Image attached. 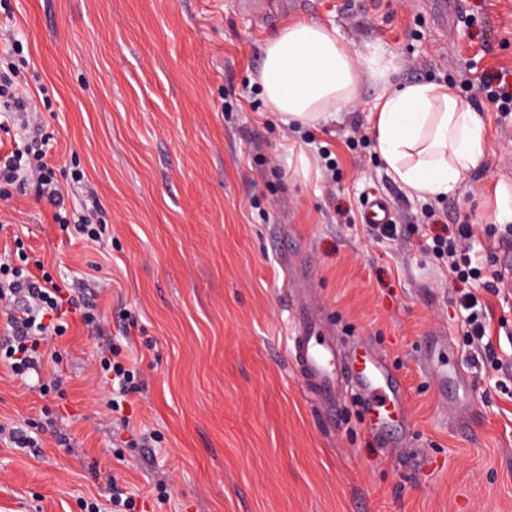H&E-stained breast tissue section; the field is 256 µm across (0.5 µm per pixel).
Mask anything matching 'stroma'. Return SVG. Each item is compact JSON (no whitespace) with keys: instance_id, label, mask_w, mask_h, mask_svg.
Masks as SVG:
<instances>
[{"instance_id":"1","label":"stroma","mask_w":512,"mask_h":512,"mask_svg":"<svg viewBox=\"0 0 512 512\" xmlns=\"http://www.w3.org/2000/svg\"><path fill=\"white\" fill-rule=\"evenodd\" d=\"M0 27L40 110L59 181L108 225L90 244L55 224L34 191L0 194V262L13 237L27 266L82 279L104 318L68 315L42 344L62 382L41 396L0 362V512H111L123 480L134 512H512V280L497 283L495 218L512 189V111L483 88L512 79V0H9ZM295 20L332 29L357 60L392 62V86L440 83L483 112L486 168L456 190L409 197L376 148L383 92L363 78L355 105L320 125H283L257 73L265 42ZM385 197L397 236L362 222ZM467 225L470 280L493 309L503 370L473 367L454 276L425 247ZM307 267L311 279L287 277ZM304 288L338 343L385 355L407 389L408 422L383 448L353 394L325 414L288 363L290 296ZM443 336L426 350V337ZM145 385L107 406L103 348ZM469 377L467 415L441 407L433 367ZM126 415L129 427L117 423ZM151 447H136L138 432ZM68 445H60L59 435ZM170 499L158 502L160 490Z\"/></svg>"}]
</instances>
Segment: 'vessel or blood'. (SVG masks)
<instances>
[{
	"label": "vessel or blood",
	"mask_w": 512,
	"mask_h": 512,
	"mask_svg": "<svg viewBox=\"0 0 512 512\" xmlns=\"http://www.w3.org/2000/svg\"><path fill=\"white\" fill-rule=\"evenodd\" d=\"M392 218L388 202L374 198L364 210L366 224H386ZM293 331L287 338L294 370L311 399L324 411L336 408L340 388L363 394L368 400L371 425L381 438H389L397 415L404 406L405 388L386 358L365 345L344 352L316 312L292 304Z\"/></svg>",
	"instance_id": "b4317fda"
}]
</instances>
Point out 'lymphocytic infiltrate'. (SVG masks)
I'll return each mask as SVG.
<instances>
[{"mask_svg": "<svg viewBox=\"0 0 512 512\" xmlns=\"http://www.w3.org/2000/svg\"><path fill=\"white\" fill-rule=\"evenodd\" d=\"M17 77L15 63L0 60V129L7 131L16 126L24 136L21 145L0 152V184L19 188L32 185L37 199L51 208L55 223L74 226L86 241L102 240L107 232L106 225L95 221L91 213L68 206V190L57 179L47 157L48 140L41 132L37 109ZM471 236V229L462 227L433 239L434 250L447 258L451 271L464 278L480 274L478 268L465 265L464 242ZM456 302L465 313L466 346L473 348L484 365L499 367L496 349L486 339L491 305L470 288L459 290ZM0 311L6 316L0 355L4 356L12 374L22 378L39 370L44 359L40 351L42 341L46 336L65 332L64 320L69 313H79L88 332H97L100 327L95 305L77 304L69 288L54 282L49 273L38 274L29 268L2 262Z\"/></svg>", "mask_w": 512, "mask_h": 512, "instance_id": "1", "label": "lymphocytic infiltrate"}]
</instances>
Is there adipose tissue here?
<instances>
[{
    "mask_svg": "<svg viewBox=\"0 0 512 512\" xmlns=\"http://www.w3.org/2000/svg\"><path fill=\"white\" fill-rule=\"evenodd\" d=\"M390 67L377 53L356 61L329 29L297 20L266 41L258 81L283 124L314 126L356 101L363 76L387 82ZM371 120L387 172L409 196L448 194L484 166V115L447 85L392 89Z\"/></svg>",
    "mask_w": 512,
    "mask_h": 512,
    "instance_id": "ef3b65f1",
    "label": "adipose tissue"
}]
</instances>
